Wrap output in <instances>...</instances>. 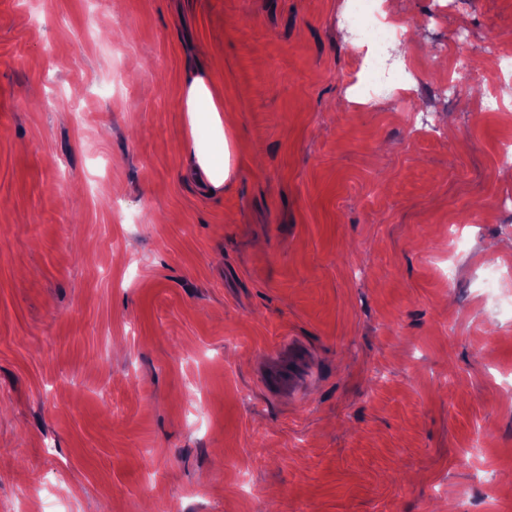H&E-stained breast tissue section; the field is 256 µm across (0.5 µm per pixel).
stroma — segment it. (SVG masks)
Here are the masks:
<instances>
[{
  "label": "stroma",
  "mask_w": 512,
  "mask_h": 512,
  "mask_svg": "<svg viewBox=\"0 0 512 512\" xmlns=\"http://www.w3.org/2000/svg\"><path fill=\"white\" fill-rule=\"evenodd\" d=\"M438 3L357 109L346 0H0V512H512V0ZM182 112H186L188 124L194 131L200 120H205L211 130L212 137L221 142L224 151L219 157H210L193 141L191 166L193 170L201 168L209 183L214 188L224 186L231 175L229 163L230 151L224 135V103L210 77L194 73L183 87Z\"/></svg>",
  "instance_id": "obj_1"
}]
</instances>
